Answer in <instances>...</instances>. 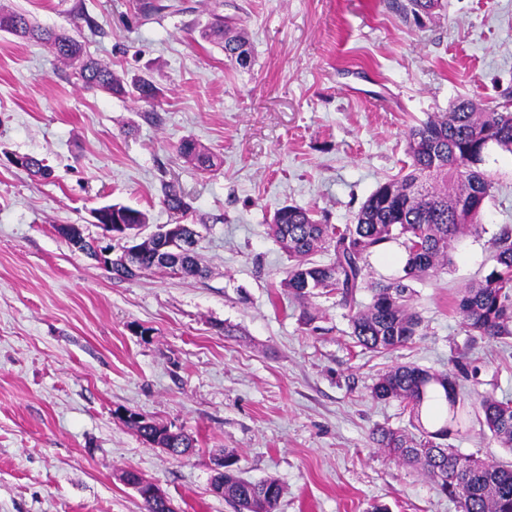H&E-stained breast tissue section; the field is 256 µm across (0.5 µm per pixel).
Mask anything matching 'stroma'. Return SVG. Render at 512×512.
Wrapping results in <instances>:
<instances>
[{"label":"stroma","instance_id":"stroma-1","mask_svg":"<svg viewBox=\"0 0 512 512\" xmlns=\"http://www.w3.org/2000/svg\"><path fill=\"white\" fill-rule=\"evenodd\" d=\"M0 1L82 35L122 79L159 90L150 106L82 87L46 46L0 32V512H145L119 479L127 469L175 512H235L211 490L226 449L245 478L280 484L276 512H459L419 467L376 447L374 429L413 428L403 404L371 388L400 363L457 360L469 401L512 398V339L469 336L455 311L512 226V153L486 155L485 230L413 282L422 325L396 350L355 347L332 295L313 298L304 322L268 224L285 204L352 223L407 162L411 126L460 98L512 97V0H443L418 19L405 0H170L150 21L140 0ZM215 13L246 33L251 69L201 38ZM186 137L216 155L213 171L178 157ZM11 154L53 177H31ZM172 179L193 199L181 219L161 202ZM116 202L147 213V234L195 225L204 276L120 280L58 235L76 224L99 238L92 211ZM129 410L191 434L194 453L149 445ZM448 443L512 462L476 420Z\"/></svg>","mask_w":512,"mask_h":512}]
</instances>
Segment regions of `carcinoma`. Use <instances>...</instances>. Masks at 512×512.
Listing matches in <instances>:
<instances>
[{
  "label": "carcinoma",
  "instance_id": "cac0c4a2",
  "mask_svg": "<svg viewBox=\"0 0 512 512\" xmlns=\"http://www.w3.org/2000/svg\"><path fill=\"white\" fill-rule=\"evenodd\" d=\"M440 0H408L402 10L415 16L430 14ZM0 31L48 45L58 61L75 70L82 85L146 103L158 95L145 79L128 84L112 68L90 56L85 44L74 36L42 28L28 15L0 6ZM205 39L224 44V58L247 68L253 62L245 37L232 30L224 17L214 14L201 31ZM495 145L512 153V104L491 107L474 99L458 100L441 117L430 118L407 132L408 171L376 186L360 205L350 224H326L299 205L279 208L269 224V233L293 261L285 271L282 286L294 299L307 301L325 291L349 310L351 336L358 346L375 352L395 350L413 341L422 320L411 304L409 282L435 275L449 263L448 250L465 234L483 230V206L494 182L480 169L486 149ZM180 158L207 172L216 166L212 155L191 138L177 147ZM16 167L30 176L48 180L53 176L43 161L23 155ZM161 203L170 212L184 216L192 209L188 195L175 181L161 184ZM102 224H145L144 212L120 203L98 208ZM58 233L76 250L91 252L94 241L75 224L60 225ZM403 238L407 258L400 277L369 280V258L387 243ZM495 266L481 280L466 288L455 309L471 336L497 339L512 337V227L505 225L495 236ZM331 253L329 262L312 260L320 250ZM184 275H202L196 252L177 256ZM139 270L169 271V264L156 256L152 244H142ZM370 290L369 305L361 308L357 294ZM444 392L446 417L434 431H421L417 440L400 431L381 427L373 440L399 464H416L438 490L454 500L461 512H512V464L482 460L447 448L440 441L466 436L470 410L458 391L451 372H437L413 363H401L383 374L373 385L378 401H399L412 417L421 420L424 404L435 400L433 392ZM481 423L498 443L512 452V400L484 396L479 400ZM149 444L193 450L194 439L180 431L165 433L164 427L139 416L126 420ZM232 452L224 453V500L238 512H276L281 495L277 481L254 482L243 478Z\"/></svg>",
  "mask_w": 512,
  "mask_h": 512
}]
</instances>
